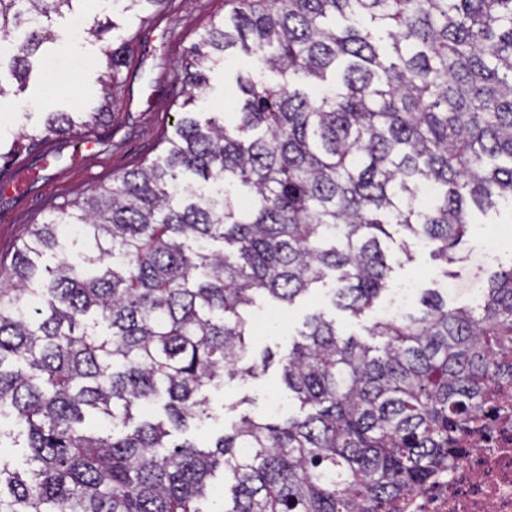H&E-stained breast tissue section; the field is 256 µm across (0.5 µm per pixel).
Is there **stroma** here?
<instances>
[{
	"instance_id": "obj_1",
	"label": "stroma",
	"mask_w": 512,
	"mask_h": 512,
	"mask_svg": "<svg viewBox=\"0 0 512 512\" xmlns=\"http://www.w3.org/2000/svg\"><path fill=\"white\" fill-rule=\"evenodd\" d=\"M81 8L88 19L108 17L114 21L105 41L73 31L69 18L56 19V39L44 46L42 57L33 59L23 91L0 105V154L20 153L0 170L1 270L12 264L31 226L49 218L55 204L110 183L137 163L161 155L162 140L173 134L182 116L180 105L190 89L176 65L209 21L225 12L224 0H161L154 9L152 25L144 27L136 12L122 11L114 0H83ZM125 41L130 47L112 95L110 115L93 134L58 135L34 144L22 139V132L40 129L49 113L96 111L102 103V48ZM65 51L94 58L95 63L53 94H44L47 76L42 58ZM249 67V60L240 55L212 66L209 82L196 102L198 119L232 114L239 97L235 75ZM510 235L512 210L477 215L456 249L448 278L429 250L414 249L412 261L394 264L386 290L371 310L357 318L332 306L330 286H316L281 310L278 325L257 328L254 350L286 354L306 316L318 310L334 318L344 335L379 344V337L369 335L368 329L402 293L411 311L418 309L420 297L429 289L438 290L449 307H478L492 273L512 265V246L494 251L490 242ZM280 376V366L274 363L259 377L229 380L223 389L209 391L211 417L197 430V438L212 439L230 430L243 415L287 404L288 392Z\"/></svg>"
}]
</instances>
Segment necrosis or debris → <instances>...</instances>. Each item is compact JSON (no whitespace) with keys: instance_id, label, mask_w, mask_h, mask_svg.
<instances>
[{"instance_id":"1","label":"necrosis or debris","mask_w":512,"mask_h":512,"mask_svg":"<svg viewBox=\"0 0 512 512\" xmlns=\"http://www.w3.org/2000/svg\"><path fill=\"white\" fill-rule=\"evenodd\" d=\"M496 407L463 438L457 461L408 495L400 512H512V387L498 392Z\"/></svg>"}]
</instances>
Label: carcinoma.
Wrapping results in <instances>:
<instances>
[{
    "label": "carcinoma",
    "mask_w": 512,
    "mask_h": 512,
    "mask_svg": "<svg viewBox=\"0 0 512 512\" xmlns=\"http://www.w3.org/2000/svg\"><path fill=\"white\" fill-rule=\"evenodd\" d=\"M80 2L0 0V38L24 31L0 97ZM225 2L182 68L197 89L251 59L237 112L184 113L162 155L57 206L5 273L0 420L29 455L13 468L0 430V512H393L512 386L510 268L477 312L430 290L375 322L379 347L308 315L279 358L302 414L188 436L205 389L274 361L253 357L257 299L289 307L330 279L359 317L396 255L451 264L475 213L512 206V0ZM127 48L103 49L99 110L53 112L44 135L105 118Z\"/></svg>",
    "instance_id": "carcinoma-1"
}]
</instances>
